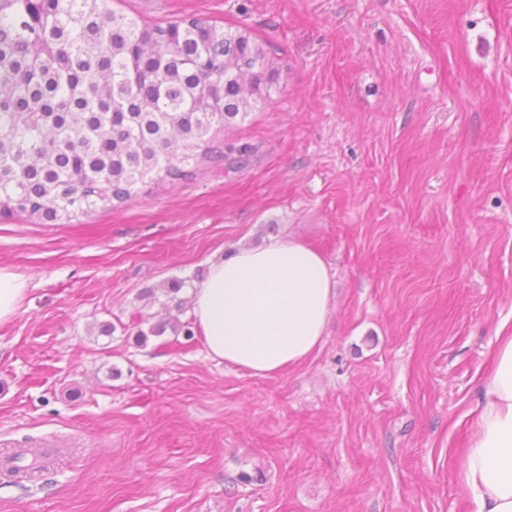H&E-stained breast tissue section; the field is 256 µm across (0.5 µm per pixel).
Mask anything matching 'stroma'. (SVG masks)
<instances>
[{
  "label": "stroma",
  "instance_id": "stroma-1",
  "mask_svg": "<svg viewBox=\"0 0 512 512\" xmlns=\"http://www.w3.org/2000/svg\"><path fill=\"white\" fill-rule=\"evenodd\" d=\"M112 7L245 28L276 88L217 134L246 159L81 224L0 218L28 281L0 323V512H473L468 411L512 327V0ZM288 236L336 281L320 348L271 376L209 359L191 288ZM135 313L183 330L138 344Z\"/></svg>",
  "mask_w": 512,
  "mask_h": 512
}]
</instances>
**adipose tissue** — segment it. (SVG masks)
<instances>
[{
	"label": "adipose tissue",
	"instance_id": "adipose-tissue-1",
	"mask_svg": "<svg viewBox=\"0 0 512 512\" xmlns=\"http://www.w3.org/2000/svg\"><path fill=\"white\" fill-rule=\"evenodd\" d=\"M335 295L323 256L291 237L213 260L191 291L189 313L209 358L270 375L316 351ZM471 414L459 484L473 512H512V332L499 337Z\"/></svg>",
	"mask_w": 512,
	"mask_h": 512
}]
</instances>
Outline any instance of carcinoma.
Returning a JSON list of instances; mask_svg holds the SVG:
<instances>
[{"mask_svg": "<svg viewBox=\"0 0 512 512\" xmlns=\"http://www.w3.org/2000/svg\"><path fill=\"white\" fill-rule=\"evenodd\" d=\"M112 0H0V215L70 223L224 152L216 127L271 97L245 29L196 15L166 26ZM181 326L163 317L146 340Z\"/></svg>", "mask_w": 512, "mask_h": 512, "instance_id": "cac0c4a2", "label": "carcinoma"}]
</instances>
